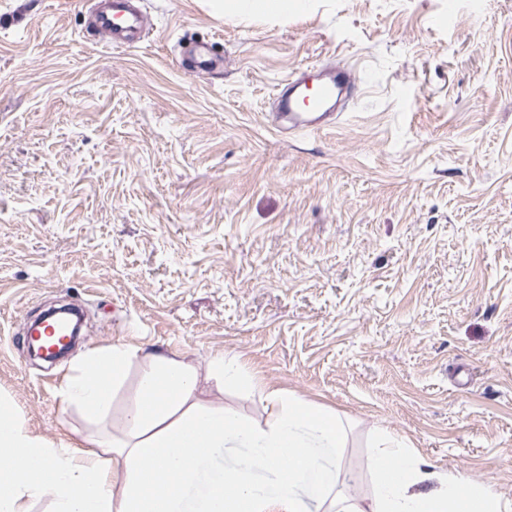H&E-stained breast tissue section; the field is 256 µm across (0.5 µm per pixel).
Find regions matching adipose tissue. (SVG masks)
Returning <instances> with one entry per match:
<instances>
[{"label": "adipose tissue", "instance_id": "1", "mask_svg": "<svg viewBox=\"0 0 512 512\" xmlns=\"http://www.w3.org/2000/svg\"><path fill=\"white\" fill-rule=\"evenodd\" d=\"M132 356L122 345L87 355L60 391L63 407L99 426ZM150 365L119 437L98 430L56 448L32 438L0 398V512H31L44 498L54 512H266L273 500L287 512H357L351 495L336 494L343 426L334 413L271 388L269 420L252 425L224 405L195 403L196 375L181 363L154 356ZM372 471L375 512H501L496 486L469 476L414 492L420 463L388 431Z\"/></svg>", "mask_w": 512, "mask_h": 512}]
</instances>
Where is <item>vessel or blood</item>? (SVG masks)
<instances>
[{
	"instance_id": "b4317fda",
	"label": "vessel or blood",
	"mask_w": 512,
	"mask_h": 512,
	"mask_svg": "<svg viewBox=\"0 0 512 512\" xmlns=\"http://www.w3.org/2000/svg\"><path fill=\"white\" fill-rule=\"evenodd\" d=\"M93 24L96 32L107 36L110 45H124L140 29L139 0H98ZM360 91L350 67L307 65L278 83L276 110L270 115L269 126L280 134L338 126Z\"/></svg>"
}]
</instances>
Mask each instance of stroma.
I'll return each instance as SVG.
<instances>
[{"label":"stroma","instance_id":"stroma-1","mask_svg":"<svg viewBox=\"0 0 512 512\" xmlns=\"http://www.w3.org/2000/svg\"><path fill=\"white\" fill-rule=\"evenodd\" d=\"M89 8L0 0V396L28 433L80 441L59 389L123 344L113 434L162 355L250 424L264 384L335 412L362 512L385 428L512 512V0H295L284 18L142 0L121 47ZM336 61L363 86L343 123L275 134L278 82ZM56 298L90 324L47 370L21 325ZM233 356L254 386L208 371Z\"/></svg>","mask_w":512,"mask_h":512}]
</instances>
